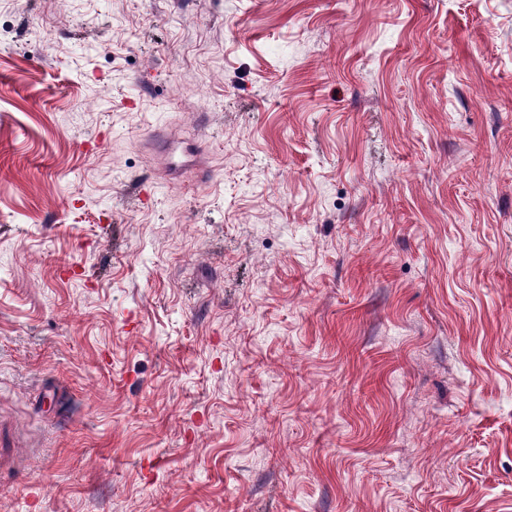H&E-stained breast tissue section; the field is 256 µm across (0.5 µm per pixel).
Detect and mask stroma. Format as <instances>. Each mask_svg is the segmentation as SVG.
I'll return each mask as SVG.
<instances>
[{
    "label": "stroma",
    "instance_id": "stroma-1",
    "mask_svg": "<svg viewBox=\"0 0 512 512\" xmlns=\"http://www.w3.org/2000/svg\"><path fill=\"white\" fill-rule=\"evenodd\" d=\"M0 512H512V0H0Z\"/></svg>",
    "mask_w": 512,
    "mask_h": 512
}]
</instances>
